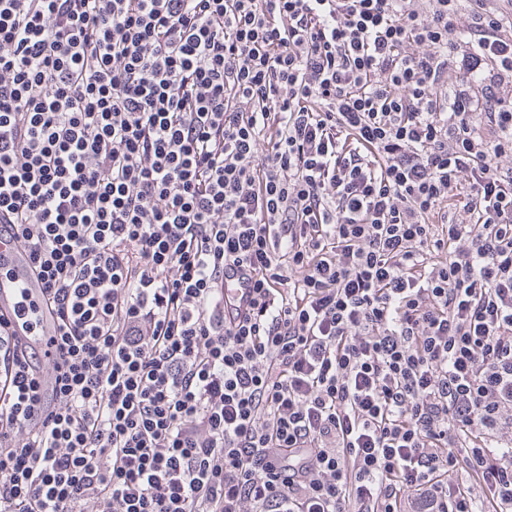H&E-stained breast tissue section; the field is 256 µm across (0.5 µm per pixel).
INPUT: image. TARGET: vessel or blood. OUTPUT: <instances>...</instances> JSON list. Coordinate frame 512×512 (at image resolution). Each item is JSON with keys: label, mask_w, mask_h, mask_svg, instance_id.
Wrapping results in <instances>:
<instances>
[{"label": "vessel or blood", "mask_w": 512, "mask_h": 512, "mask_svg": "<svg viewBox=\"0 0 512 512\" xmlns=\"http://www.w3.org/2000/svg\"><path fill=\"white\" fill-rule=\"evenodd\" d=\"M252 290L241 273L224 278V300L246 309ZM0 320L7 323L19 351L35 353L36 375L45 391L55 386L51 367L59 359L56 313L47 301L33 263L10 231L0 232Z\"/></svg>", "instance_id": "obj_1"}]
</instances>
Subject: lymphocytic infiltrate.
<instances>
[{"instance_id": "f902f5d3", "label": "lymphocytic infiltrate", "mask_w": 512, "mask_h": 512, "mask_svg": "<svg viewBox=\"0 0 512 512\" xmlns=\"http://www.w3.org/2000/svg\"><path fill=\"white\" fill-rule=\"evenodd\" d=\"M506 158L512 0H0V512H512ZM0 236V319L8 324L19 352H33L41 387L52 392L55 375L50 367L59 359L57 321L41 280L27 252L18 246L13 231ZM9 270V273L6 271ZM247 279H243L240 272H228L224 276V300L228 309L244 311L248 308L252 290Z\"/></svg>"}]
</instances>
